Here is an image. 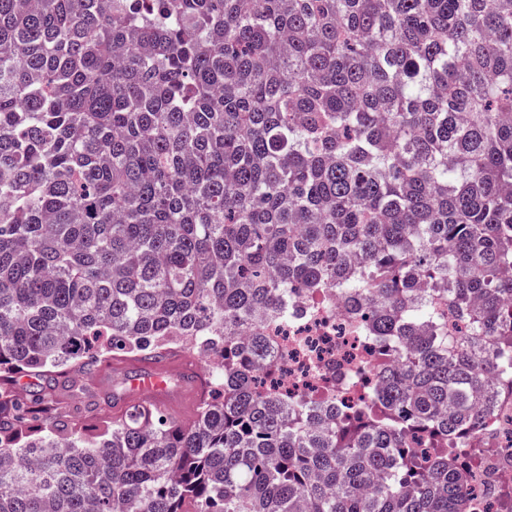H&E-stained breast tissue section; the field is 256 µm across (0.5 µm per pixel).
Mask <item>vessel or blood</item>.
Here are the masks:
<instances>
[{
    "label": "vessel or blood",
    "instance_id": "obj_1",
    "mask_svg": "<svg viewBox=\"0 0 512 512\" xmlns=\"http://www.w3.org/2000/svg\"><path fill=\"white\" fill-rule=\"evenodd\" d=\"M204 380L197 368L188 361L165 360L144 364L128 389L118 393L120 409L134 403H147L155 408L173 406L175 400L199 401Z\"/></svg>",
    "mask_w": 512,
    "mask_h": 512
}]
</instances>
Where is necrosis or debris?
Returning a JSON list of instances; mask_svg holds the SVG:
<instances>
[{
	"label": "necrosis or debris",
	"instance_id": "1",
	"mask_svg": "<svg viewBox=\"0 0 512 512\" xmlns=\"http://www.w3.org/2000/svg\"><path fill=\"white\" fill-rule=\"evenodd\" d=\"M268 333L281 345L284 358L275 381L293 392L317 388L328 375L342 376L354 367L368 373L374 364V346L363 327L328 296L294 294L287 317ZM484 438L481 464L473 463L469 451L458 449L454 455L469 480L471 512H502L501 494L512 487V396L500 401Z\"/></svg>",
	"mask_w": 512,
	"mask_h": 512
}]
</instances>
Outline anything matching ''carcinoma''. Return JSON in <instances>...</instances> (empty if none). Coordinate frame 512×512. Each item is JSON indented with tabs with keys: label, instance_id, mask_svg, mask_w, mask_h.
Wrapping results in <instances>:
<instances>
[{
	"label": "carcinoma",
	"instance_id": "carcinoma-1",
	"mask_svg": "<svg viewBox=\"0 0 512 512\" xmlns=\"http://www.w3.org/2000/svg\"><path fill=\"white\" fill-rule=\"evenodd\" d=\"M371 393L271 387L297 291ZM202 357L179 423L13 381ZM512 384V0H0V512H467Z\"/></svg>",
	"mask_w": 512,
	"mask_h": 512
}]
</instances>
